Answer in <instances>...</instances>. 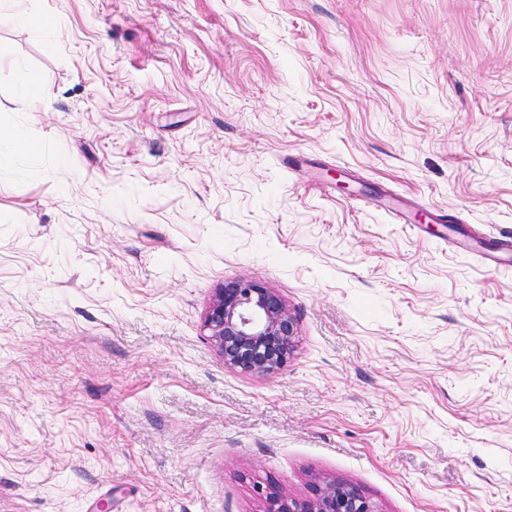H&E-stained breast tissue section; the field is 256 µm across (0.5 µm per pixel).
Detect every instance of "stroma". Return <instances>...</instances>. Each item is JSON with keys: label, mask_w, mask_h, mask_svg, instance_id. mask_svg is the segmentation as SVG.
<instances>
[{"label": "stroma", "mask_w": 512, "mask_h": 512, "mask_svg": "<svg viewBox=\"0 0 512 512\" xmlns=\"http://www.w3.org/2000/svg\"><path fill=\"white\" fill-rule=\"evenodd\" d=\"M31 2L51 36L0 23V512L320 480L512 512V271L474 250L512 238V0ZM240 278L296 318L276 374L204 334Z\"/></svg>", "instance_id": "35a3bbf8"}]
</instances>
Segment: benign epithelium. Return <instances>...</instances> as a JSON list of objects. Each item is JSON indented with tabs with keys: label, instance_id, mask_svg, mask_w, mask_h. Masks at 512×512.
Masks as SVG:
<instances>
[{
	"label": "benign epithelium",
	"instance_id": "1",
	"mask_svg": "<svg viewBox=\"0 0 512 512\" xmlns=\"http://www.w3.org/2000/svg\"><path fill=\"white\" fill-rule=\"evenodd\" d=\"M203 330L224 366L272 375L288 363L297 323L278 290L236 280L215 288ZM259 495L264 512H379L358 489L336 481L320 482L308 500L266 490Z\"/></svg>",
	"mask_w": 512,
	"mask_h": 512
}]
</instances>
